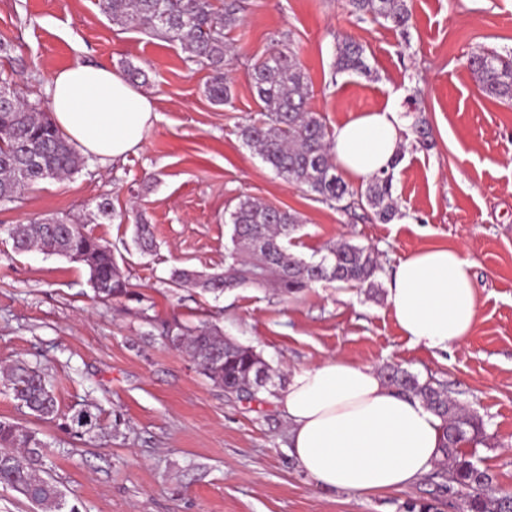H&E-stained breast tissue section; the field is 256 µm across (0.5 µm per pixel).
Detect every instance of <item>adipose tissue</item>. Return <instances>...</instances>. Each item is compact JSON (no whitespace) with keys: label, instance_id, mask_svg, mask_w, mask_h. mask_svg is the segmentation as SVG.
<instances>
[{"label":"adipose tissue","instance_id":"adipose-tissue-1","mask_svg":"<svg viewBox=\"0 0 512 512\" xmlns=\"http://www.w3.org/2000/svg\"><path fill=\"white\" fill-rule=\"evenodd\" d=\"M47 96L60 132L101 166L141 148L156 118L150 96L102 65L57 72ZM404 125L390 103L337 127L331 153L338 170L363 183L388 168L401 148ZM471 268L461 252L446 247L420 249L400 260L387 305L412 344L444 351L468 337L477 316ZM276 404L288 420L292 455L325 490L406 489L442 457L441 419L369 365L330 358L297 371Z\"/></svg>","mask_w":512,"mask_h":512}]
</instances>
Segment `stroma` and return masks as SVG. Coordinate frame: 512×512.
Wrapping results in <instances>:
<instances>
[{
    "instance_id": "1",
    "label": "stroma",
    "mask_w": 512,
    "mask_h": 512,
    "mask_svg": "<svg viewBox=\"0 0 512 512\" xmlns=\"http://www.w3.org/2000/svg\"><path fill=\"white\" fill-rule=\"evenodd\" d=\"M232 47V105L204 94L210 72L186 62L177 43L112 23L97 0H0V35L15 46L0 77L30 101H46L59 70L85 62L147 74L140 89L157 112L145 144L103 168L86 162L70 178L48 179L0 208V369L23 361L45 369L62 410L89 404L102 429L79 441L57 423L33 421L0 385V420L35 425L54 463L52 477L80 512H404L428 502L462 512L436 489L434 473L381 494L325 491L289 454L288 423L267 392L240 401L206 379L164 331L202 322L254 348L281 374L329 358L383 369L397 364L447 388L481 417L486 437L465 451L492 477L494 496H512V105L484 95L467 60L481 49L512 51V0H412L407 30L351 16L345 0H245ZM289 37L310 80L308 107L329 129L414 90L433 129L423 149L403 134L394 170L398 212L329 207L280 178L242 140L259 118L248 70L273 36ZM366 49L367 76L334 75L337 38ZM107 194L125 221L89 219ZM299 214L290 253L319 260L349 242L372 248L380 293L319 284L284 297L269 288L213 295L178 288L174 269L223 267L228 213L239 196ZM81 216L115 248L133 298H95L83 264L13 252L8 230L33 218ZM154 227L156 249L125 251L136 218ZM460 249L474 264L478 315L448 351L412 345L383 291L400 259L427 247Z\"/></svg>"
}]
</instances>
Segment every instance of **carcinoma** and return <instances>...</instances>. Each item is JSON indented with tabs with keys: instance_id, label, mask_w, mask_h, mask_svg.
I'll list each match as a JSON object with an SVG mask.
<instances>
[{
	"instance_id": "carcinoma-1",
	"label": "carcinoma",
	"mask_w": 512,
	"mask_h": 512,
	"mask_svg": "<svg viewBox=\"0 0 512 512\" xmlns=\"http://www.w3.org/2000/svg\"><path fill=\"white\" fill-rule=\"evenodd\" d=\"M350 14L383 20L406 28L412 19L410 0H348ZM101 12L112 22L170 42L187 52L186 61L206 68L212 77L205 94L216 105L233 102V80L226 73L228 32L239 27L241 0H98ZM333 67L338 74L370 72L364 47L349 39L336 40ZM469 68L481 91L505 103L512 102V54L479 50L469 58ZM251 88L259 101L261 119L240 128L246 145L286 182L298 185L327 204L353 199L373 210L377 220L391 221L397 213L392 194L393 169L373 176L364 191L354 192L337 172L331 155L329 132L323 118L308 108L307 77L297 53L278 42L252 65ZM0 206L17 202L22 193L46 179H62L81 170L85 160L62 135L54 121L38 104L21 97L12 82L0 80ZM94 216L125 220L115 212L112 200H95ZM80 217L34 219L9 229L17 252L38 249L46 254L87 256L89 282L103 302L130 298L133 293L119 270L112 244L85 231ZM232 246L224 256V267L210 273L177 269L172 282L194 286L220 295L233 288H272L283 295L301 293L317 283L338 282L369 291L379 289L381 264L365 246L341 243L327 249L318 261H306L288 251V238L300 224L296 213L242 195L230 213ZM134 243L143 253L155 247L150 225L139 219ZM170 343L185 350L210 382L239 399H250L274 385L273 370L255 349L224 336L220 328L204 323L167 331ZM385 380L402 393L421 399L443 421L442 457L448 482L439 485L443 494L463 502L466 512H504L509 496L488 497L492 478L466 453L462 444L485 437L482 418L468 413L448 396L443 387L422 382L400 366H387ZM18 406L40 421H60V427L82 439L101 430L98 413L88 406L60 409L47 375L24 363L14 365L8 375ZM39 432L30 427L18 434V424L0 421V485L12 490L30 472L41 476L33 492L23 497L40 512H78L66 508L67 500L49 473L51 461Z\"/></svg>"
}]
</instances>
